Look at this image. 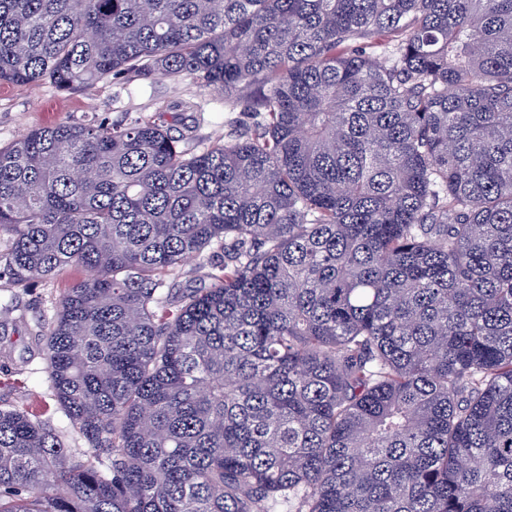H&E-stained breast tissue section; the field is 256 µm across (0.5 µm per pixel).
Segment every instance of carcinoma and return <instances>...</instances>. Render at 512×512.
<instances>
[{
	"label": "carcinoma",
	"instance_id": "cac0c4a2",
	"mask_svg": "<svg viewBox=\"0 0 512 512\" xmlns=\"http://www.w3.org/2000/svg\"><path fill=\"white\" fill-rule=\"evenodd\" d=\"M141 73L253 121L0 146L13 284L88 272L0 512H512V0H0V85Z\"/></svg>",
	"mask_w": 512,
	"mask_h": 512
}]
</instances>
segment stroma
I'll list each match as a JSON object with an SVG mask.
<instances>
[{
    "instance_id": "1",
    "label": "stroma",
    "mask_w": 512,
    "mask_h": 512,
    "mask_svg": "<svg viewBox=\"0 0 512 512\" xmlns=\"http://www.w3.org/2000/svg\"><path fill=\"white\" fill-rule=\"evenodd\" d=\"M181 100L204 104V115L181 113L180 124L205 142L222 140L230 129L252 122L251 113L225 107L222 95L200 90L189 78L141 75L69 91L47 82L4 85L0 86V146L10 145L34 128L80 123L93 117L112 123ZM84 275V270L67 267L51 280L25 288L12 285L9 275L0 276V405L28 410L52 428L72 452L84 449L85 443L51 395L41 336L58 299Z\"/></svg>"
}]
</instances>
